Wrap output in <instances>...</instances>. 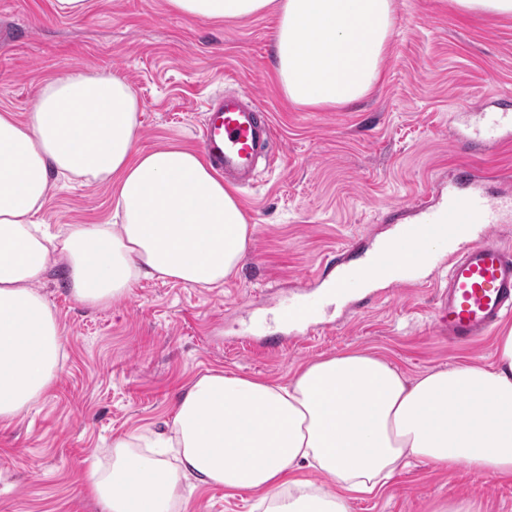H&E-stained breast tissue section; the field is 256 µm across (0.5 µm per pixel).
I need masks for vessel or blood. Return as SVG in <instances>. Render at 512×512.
Instances as JSON below:
<instances>
[{
    "instance_id": "b4317fda",
    "label": "vessel or blood",
    "mask_w": 512,
    "mask_h": 512,
    "mask_svg": "<svg viewBox=\"0 0 512 512\" xmlns=\"http://www.w3.org/2000/svg\"><path fill=\"white\" fill-rule=\"evenodd\" d=\"M500 142L512 140L511 112H482L476 124L465 126L455 142L464 151L487 152L485 130ZM271 135L268 117L255 103L234 94L210 100L202 114L199 145L224 175L251 169ZM385 222L397 224L389 245L365 253L362 265L339 266L328 279L331 297L341 301L372 282L403 285L418 269H446L438 289L436 324L455 343L488 335L512 314V246L496 229L512 223V177L493 175L462 164L448 176V189L429 192L408 205L389 211ZM308 281H301L305 297L290 302L291 329L307 325L317 311Z\"/></svg>"
}]
</instances>
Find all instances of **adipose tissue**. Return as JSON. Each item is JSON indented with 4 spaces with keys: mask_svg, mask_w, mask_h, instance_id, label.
Segmentation results:
<instances>
[{
    "mask_svg": "<svg viewBox=\"0 0 512 512\" xmlns=\"http://www.w3.org/2000/svg\"><path fill=\"white\" fill-rule=\"evenodd\" d=\"M168 4L201 20L277 11V77L307 108L345 107L372 90L395 16V0ZM139 111L124 79L91 70L44 81L25 119L0 108L1 423L38 403L60 369L62 331L39 290L50 267L96 307L143 279L221 286L246 252L254 227L233 189L178 142L139 149ZM54 173L111 185L114 223L51 232L39 215ZM108 455L109 466L84 474L101 512H172L188 485L259 493L260 512H349L413 461L512 477V328L497 337L493 365L415 378L361 351L308 363L284 384L211 372L182 389L163 431L114 438ZM304 468L331 486L299 478Z\"/></svg>",
    "mask_w": 512,
    "mask_h": 512,
    "instance_id": "1",
    "label": "adipose tissue"
}]
</instances>
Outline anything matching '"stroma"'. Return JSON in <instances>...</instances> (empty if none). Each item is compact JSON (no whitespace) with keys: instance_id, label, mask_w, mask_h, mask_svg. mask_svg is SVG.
<instances>
[{"instance_id":"1","label":"stroma","mask_w":512,"mask_h":512,"mask_svg":"<svg viewBox=\"0 0 512 512\" xmlns=\"http://www.w3.org/2000/svg\"><path fill=\"white\" fill-rule=\"evenodd\" d=\"M270 11L240 23L173 12L167 0H89L80 15L56 14L52 0H0V107L25 118L45 80L76 69L127 80L141 105L139 145L176 141L197 148L204 104L219 91H248L268 112L267 157L236 195L254 226L248 252L220 288L144 279L120 303H77L63 269L41 291L64 338L65 358L48 393L23 416L0 424V512H97L83 475L113 438L158 430L179 392L213 371L275 382L298 368L359 350L414 377L460 361H494V336L449 345L435 324L432 288L357 289L328 301L330 329L291 337L277 316L302 278L333 264L365 237L372 248L394 232L388 210L447 183L465 156L453 134L463 110L512 111V16L464 15L452 0H396L382 77L343 109L293 105L275 76ZM48 224H108L112 191L57 181ZM285 337L269 350L266 337ZM474 497L483 512H512V479L460 465L418 462L397 471L350 512H433L439 501ZM254 496L197 488L174 512H250Z\"/></svg>"}]
</instances>
